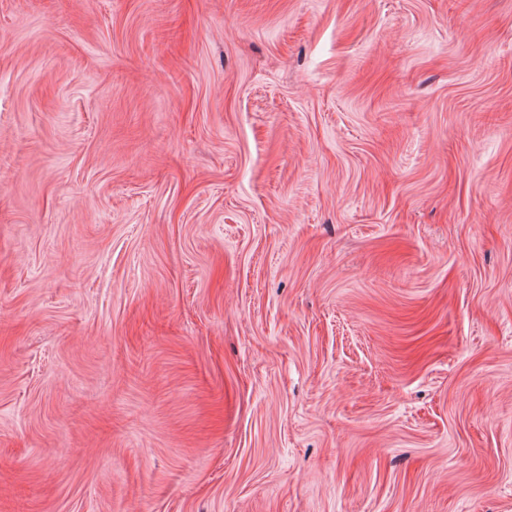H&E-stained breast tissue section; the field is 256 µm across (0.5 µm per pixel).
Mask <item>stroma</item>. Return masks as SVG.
Returning <instances> with one entry per match:
<instances>
[{
	"instance_id": "obj_1",
	"label": "stroma",
	"mask_w": 512,
	"mask_h": 512,
	"mask_svg": "<svg viewBox=\"0 0 512 512\" xmlns=\"http://www.w3.org/2000/svg\"><path fill=\"white\" fill-rule=\"evenodd\" d=\"M0 512H512V0H0Z\"/></svg>"
}]
</instances>
